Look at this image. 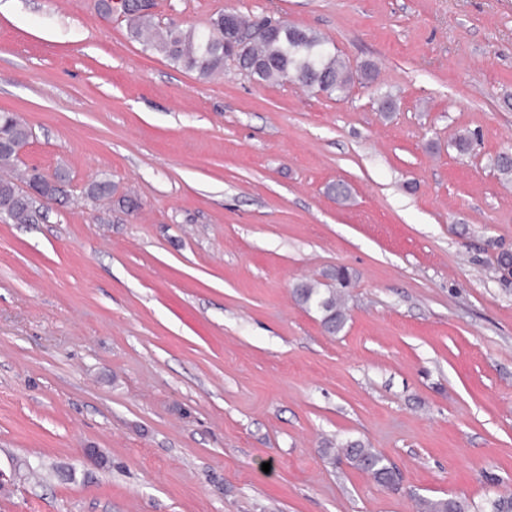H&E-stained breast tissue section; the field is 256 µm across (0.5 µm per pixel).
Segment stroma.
I'll return each mask as SVG.
<instances>
[{
    "label": "stroma",
    "mask_w": 512,
    "mask_h": 512,
    "mask_svg": "<svg viewBox=\"0 0 512 512\" xmlns=\"http://www.w3.org/2000/svg\"><path fill=\"white\" fill-rule=\"evenodd\" d=\"M222 12L317 32L350 92L229 59L200 77L98 0H0V111L33 131L19 160L70 176L45 221L0 217V512H481L512 494V276L491 269L512 252L493 167L512 0L152 6L196 30ZM101 178L140 208L93 204ZM335 266L353 284L330 336L293 288ZM336 438L400 485L331 464ZM323 457L336 462L344 457L358 469L368 473L378 484L394 485L398 482L397 471L389 464L383 454L369 448L359 440H345L340 442H327L321 448ZM471 505L462 499H422L420 512H471Z\"/></svg>",
    "instance_id": "stroma-1"
}]
</instances>
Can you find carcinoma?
<instances>
[{"instance_id": "carcinoma-1", "label": "carcinoma", "mask_w": 512, "mask_h": 512, "mask_svg": "<svg viewBox=\"0 0 512 512\" xmlns=\"http://www.w3.org/2000/svg\"><path fill=\"white\" fill-rule=\"evenodd\" d=\"M123 13L130 21V35L143 50L156 52L171 63L208 78L224 68V60L233 59L238 68L259 83L288 79L328 95L344 94L351 81V72L344 60L332 50L327 40L314 31L279 22L268 34L257 40L237 38V45L224 40V14L212 18L205 32L183 29L171 23L162 28L153 21L152 13L142 11L136 0H124ZM32 137V128L20 116L0 113V171L11 170L18 160L17 150ZM56 184H49L33 167L19 181L0 176V215L14 224H37L46 218L47 197L57 201L67 198L66 174H55ZM30 186L36 194L23 193ZM112 183L101 179L91 184L88 197L99 201L112 199ZM336 285L318 281H302L293 293L302 305L314 310L322 327L330 335L340 333L347 323L344 290L350 281L349 272L338 267L327 274ZM322 456L331 460L344 458L368 473L378 484L394 485L397 471L380 452L359 440L327 442ZM420 512H471V505L462 499H423Z\"/></svg>"}]
</instances>
